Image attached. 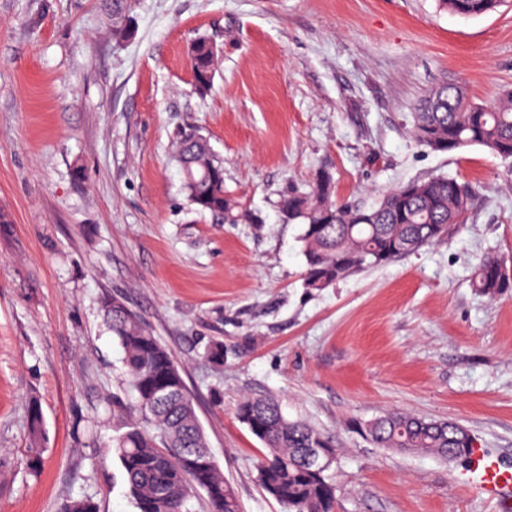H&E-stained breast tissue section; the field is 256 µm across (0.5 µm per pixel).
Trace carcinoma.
I'll return each mask as SVG.
<instances>
[{
  "instance_id": "1",
  "label": "carcinoma",
  "mask_w": 512,
  "mask_h": 512,
  "mask_svg": "<svg viewBox=\"0 0 512 512\" xmlns=\"http://www.w3.org/2000/svg\"><path fill=\"white\" fill-rule=\"evenodd\" d=\"M498 4L439 0L442 9L463 17L484 15ZM187 60L192 88L203 97L218 71L219 51L200 35L188 45ZM411 134L436 153L481 146L512 160V88L503 90L493 106L484 107L469 101L456 86L440 87L420 104ZM174 161L187 203L196 213L238 220V206L224 188V160L207 137L195 128L179 132ZM475 194L471 185L440 175L398 186L375 204L360 207L326 196L315 184L308 193L283 197L279 209L303 226L304 285L321 290L443 241L464 222ZM472 283L481 294L497 298L512 288V269L497 257H486L476 266ZM104 314L122 350L127 384L136 394L130 407L112 397L113 411L119 412L112 449L138 512H188L187 503L197 493L204 494L209 512H240L233 488L210 453L195 399L173 354L124 303L107 301ZM237 416L269 449L259 466V482L285 512H334L331 479L309 471L301 458L308 448H337L335 435L287 418L274 398H244ZM29 417L37 445L42 416L35 402L29 405ZM357 432L378 448H429L442 459L451 452L467 460L474 451L454 422L403 412L365 421Z\"/></svg>"
}]
</instances>
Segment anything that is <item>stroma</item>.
Masks as SVG:
<instances>
[{
    "mask_svg": "<svg viewBox=\"0 0 512 512\" xmlns=\"http://www.w3.org/2000/svg\"><path fill=\"white\" fill-rule=\"evenodd\" d=\"M125 14L118 42L113 0H0V512L76 498L136 512L108 450L127 389L113 297L173 353L241 512H284L235 413L246 396L335 432V512H500L461 484L462 461L376 448L354 425L452 420L512 465V294L472 285L485 256L512 267V164L411 136L435 87L490 106L512 86V0L473 18L437 0H126ZM203 34L221 63L201 97L186 49ZM187 127L223 157L237 223L188 206L172 159ZM322 170L363 207L437 175L479 192L447 240L311 291L302 227L278 205Z\"/></svg>",
    "mask_w": 512,
    "mask_h": 512,
    "instance_id": "stroma-1",
    "label": "stroma"
}]
</instances>
